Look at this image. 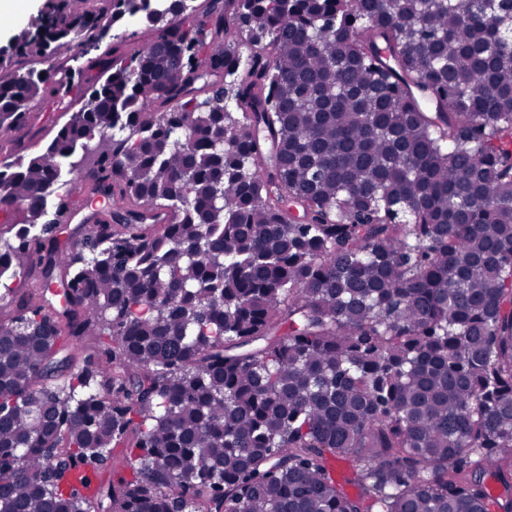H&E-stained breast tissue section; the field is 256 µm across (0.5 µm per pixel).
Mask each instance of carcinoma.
Listing matches in <instances>:
<instances>
[{
    "label": "carcinoma",
    "mask_w": 512,
    "mask_h": 512,
    "mask_svg": "<svg viewBox=\"0 0 512 512\" xmlns=\"http://www.w3.org/2000/svg\"><path fill=\"white\" fill-rule=\"evenodd\" d=\"M161 2L47 0L0 133L75 22ZM216 4L0 161V307L41 266L0 319V512H512V0ZM89 154L113 223L66 244L47 190Z\"/></svg>",
    "instance_id": "1"
}]
</instances>
